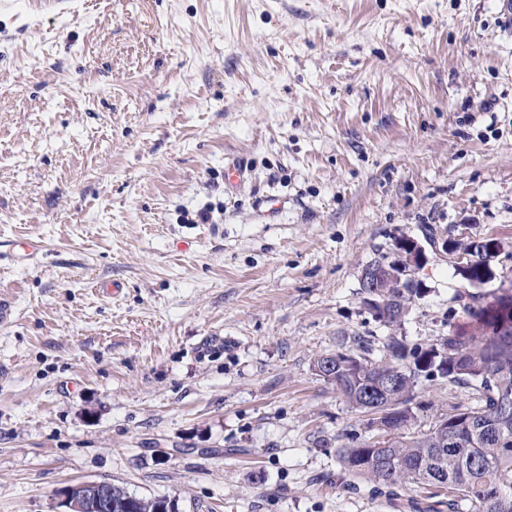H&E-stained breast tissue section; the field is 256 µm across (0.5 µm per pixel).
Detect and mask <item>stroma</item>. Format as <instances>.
<instances>
[{"instance_id": "stroma-1", "label": "stroma", "mask_w": 512, "mask_h": 512, "mask_svg": "<svg viewBox=\"0 0 512 512\" xmlns=\"http://www.w3.org/2000/svg\"><path fill=\"white\" fill-rule=\"evenodd\" d=\"M497 4L0 0V512H63L82 481L175 512H448L344 470L368 416L311 364L466 324L431 248L401 326L362 303L366 264L426 227L498 239L483 290L512 287ZM418 399L425 427L474 401Z\"/></svg>"}]
</instances>
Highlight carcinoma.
<instances>
[{"label":"carcinoma","instance_id":"carcinoma-1","mask_svg":"<svg viewBox=\"0 0 512 512\" xmlns=\"http://www.w3.org/2000/svg\"><path fill=\"white\" fill-rule=\"evenodd\" d=\"M468 255L469 281L480 287L492 278V254L472 240L457 244ZM403 264L398 247L372 260L388 288L367 309L386 327L401 323L422 296L418 282L397 277ZM466 307L465 327L425 348H408L388 336L377 344L358 337L313 363L315 374L332 383L351 408L388 414L394 432L371 443L339 449L343 468L390 486L423 485L444 492L453 512H512V289ZM470 388L477 403L457 405L426 430L414 405L421 380Z\"/></svg>","mask_w":512,"mask_h":512}]
</instances>
